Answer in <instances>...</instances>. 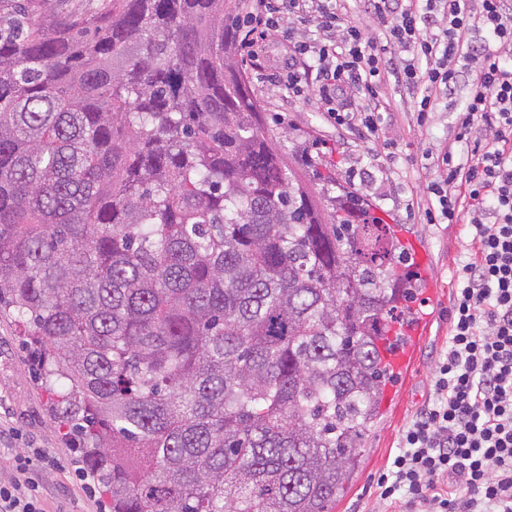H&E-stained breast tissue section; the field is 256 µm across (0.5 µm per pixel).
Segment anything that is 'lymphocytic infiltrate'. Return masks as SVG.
Listing matches in <instances>:
<instances>
[{"label":"lymphocytic infiltrate","instance_id":"1","mask_svg":"<svg viewBox=\"0 0 512 512\" xmlns=\"http://www.w3.org/2000/svg\"><path fill=\"white\" fill-rule=\"evenodd\" d=\"M484 32L475 40V32ZM283 45L276 81L314 99L325 124L380 139L371 104L388 78L414 95L418 125L458 84L460 151L436 161L429 223L473 229L457 273L448 349L433 397L402 432L377 497L384 512H512V8L505 0H253L244 58L265 68ZM45 451L20 457L0 482V512H45L29 475Z\"/></svg>","mask_w":512,"mask_h":512}]
</instances>
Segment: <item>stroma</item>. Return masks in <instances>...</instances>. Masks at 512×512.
<instances>
[{
  "instance_id": "obj_1",
  "label": "stroma",
  "mask_w": 512,
  "mask_h": 512,
  "mask_svg": "<svg viewBox=\"0 0 512 512\" xmlns=\"http://www.w3.org/2000/svg\"><path fill=\"white\" fill-rule=\"evenodd\" d=\"M252 90L266 114L276 145L306 150L321 160L345 188L362 192L375 213L402 227L401 237L419 243L430 256L427 285L432 299L416 295L410 306L425 317L427 332L406 376L396 377L395 397L378 423L364 436L363 465L350 488L338 498L333 512H377L376 479L399 446L405 423L428 399L435 363L448 342V310L452 279L466 253L470 237L457 224L427 223L423 208L407 210L410 198L423 197L434 175L428 154H439L449 139L457 104L467 95L458 85L451 97L440 99L427 128H419L407 89L387 80L379 99L384 142L355 133H337L319 118L314 100H286L284 90L265 76L249 72ZM70 428L52 396L51 387L36 374L12 319L0 318V481L15 473L18 456L41 448L58 458L59 467L38 472L46 512H103L105 501L82 476L85 468L70 443Z\"/></svg>"
}]
</instances>
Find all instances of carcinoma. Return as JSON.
I'll return each mask as SVG.
<instances>
[{"label": "carcinoma", "mask_w": 512, "mask_h": 512, "mask_svg": "<svg viewBox=\"0 0 512 512\" xmlns=\"http://www.w3.org/2000/svg\"><path fill=\"white\" fill-rule=\"evenodd\" d=\"M251 0H0V317L111 512H332L392 378L390 226L275 145Z\"/></svg>", "instance_id": "1"}]
</instances>
